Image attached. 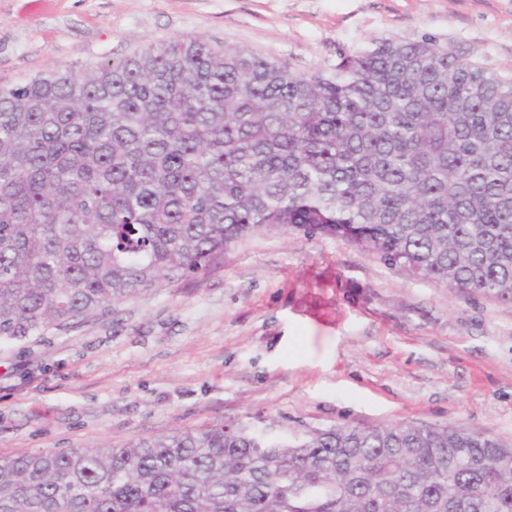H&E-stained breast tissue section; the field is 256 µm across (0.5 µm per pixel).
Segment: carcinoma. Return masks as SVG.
Masks as SVG:
<instances>
[{
  "instance_id": "obj_1",
  "label": "carcinoma",
  "mask_w": 512,
  "mask_h": 512,
  "mask_svg": "<svg viewBox=\"0 0 512 512\" xmlns=\"http://www.w3.org/2000/svg\"><path fill=\"white\" fill-rule=\"evenodd\" d=\"M281 228L512 302V75L434 36L312 73L201 37L0 87V342ZM0 512H512L460 424H218L0 455Z\"/></svg>"
}]
</instances>
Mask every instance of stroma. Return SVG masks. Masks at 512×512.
<instances>
[{
  "label": "stroma",
  "instance_id": "obj_1",
  "mask_svg": "<svg viewBox=\"0 0 512 512\" xmlns=\"http://www.w3.org/2000/svg\"><path fill=\"white\" fill-rule=\"evenodd\" d=\"M512 73V0H0V86L200 36L302 72L385 37ZM460 424L512 444V302L272 230L197 274L0 345V455L217 423Z\"/></svg>",
  "mask_w": 512,
  "mask_h": 512
}]
</instances>
